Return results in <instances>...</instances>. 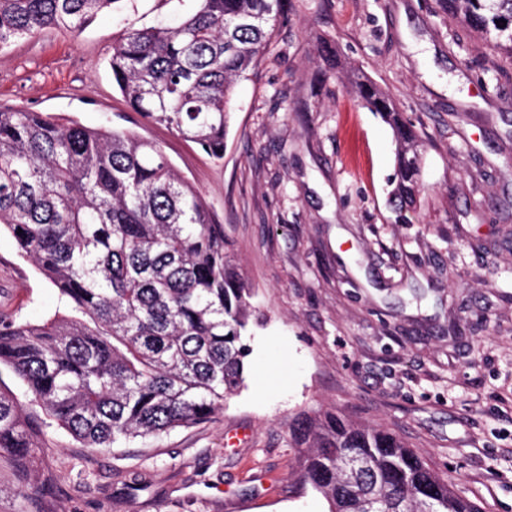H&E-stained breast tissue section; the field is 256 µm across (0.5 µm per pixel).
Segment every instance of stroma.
I'll return each instance as SVG.
<instances>
[{
    "mask_svg": "<svg viewBox=\"0 0 512 512\" xmlns=\"http://www.w3.org/2000/svg\"><path fill=\"white\" fill-rule=\"evenodd\" d=\"M194 0H125L79 31L0 51V111L152 141L223 224L261 320L245 386L207 422L102 451L44 428L27 471L0 454V512H326L295 481L289 426L336 410L401 437L482 512H512V58L442 0H283L229 105L222 160L132 112L108 59L120 31ZM386 92L426 150L407 223L389 205ZM0 234V317L64 310ZM27 484L33 497L15 496Z\"/></svg>",
    "mask_w": 512,
    "mask_h": 512,
    "instance_id": "1",
    "label": "stroma"
}]
</instances>
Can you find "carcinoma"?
I'll list each match as a JSON object with an SVG mask.
<instances>
[{
	"label": "carcinoma",
	"mask_w": 512,
	"mask_h": 512,
	"mask_svg": "<svg viewBox=\"0 0 512 512\" xmlns=\"http://www.w3.org/2000/svg\"><path fill=\"white\" fill-rule=\"evenodd\" d=\"M121 0H0V49L46 29H81ZM173 25L124 31L112 81L129 108L224 157L237 81L266 51L282 0H196ZM512 57V0H443ZM506 26H500L501 22ZM396 140L389 203H414L422 139L392 100L358 83ZM74 314L0 320V365L45 419L86 448H118L197 425L244 385L251 288L230 259L224 225L136 134L62 117L0 111V231ZM43 421L0 392V454L24 470ZM299 481L327 512H480L395 435L335 413L298 418Z\"/></svg>",
	"instance_id": "1"
}]
</instances>
